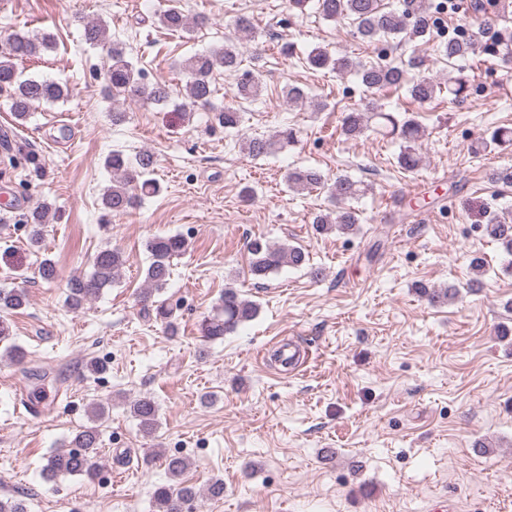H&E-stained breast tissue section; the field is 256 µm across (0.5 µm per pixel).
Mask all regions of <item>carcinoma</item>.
I'll use <instances>...</instances> for the list:
<instances>
[{
    "instance_id": "1",
    "label": "carcinoma",
    "mask_w": 512,
    "mask_h": 512,
    "mask_svg": "<svg viewBox=\"0 0 512 512\" xmlns=\"http://www.w3.org/2000/svg\"><path fill=\"white\" fill-rule=\"evenodd\" d=\"M404 9H385L380 0H316V11L327 20L345 17L357 24L362 38L374 42L377 39L399 37L409 33L410 37L422 35L425 27L424 0H403ZM417 17L413 27H408V20ZM159 23L171 32L189 34L194 28L203 27L208 19L199 16L188 19L176 6H171L158 15ZM85 41L91 45H100L106 51L105 93L112 99L136 97L149 103L161 104L169 98L166 81L157 79L146 82L144 72L138 68L130 57L126 44L118 40H108L106 28L97 21L88 23L84 31ZM54 36L50 33L29 35L15 33L11 35L6 48L0 51V90L7 89L11 96V112L20 120L26 119L30 112L41 104L55 103L67 99L70 89L57 81L24 78L17 62L37 57L50 48ZM475 49V44L466 37L450 38L440 44L437 53L448 60L463 58ZM305 63L316 69H330L338 74L354 71L362 85L369 91L387 87L400 86L405 83V70L400 65H375L356 62L347 55L333 56L320 47L312 49ZM240 52L237 44L226 42L221 47L208 51L196 52L185 57L181 70L187 74L185 97L192 106L211 107V76L218 66L236 76V95L244 101H251L261 95L262 86L258 77L250 70H240ZM469 79L464 75L448 77V93L463 100L468 96ZM441 86L422 77L412 81L408 88L410 96L425 102L432 99ZM215 124L226 130L236 129L241 122V115L235 109L225 108L213 114ZM367 131L381 135H400L404 146L397 156L401 168L415 170L421 161L417 141L421 137L420 124L413 119L398 122L390 112L369 101L365 108L349 112L342 122V133L356 137ZM296 141V131L286 127L277 132L272 139L255 137L246 141L248 153L254 157L268 154L273 147L291 145ZM156 160L153 154L143 151L131 161L119 151L111 152L105 159L106 168L113 173L112 185L102 195L103 205L115 214H124L135 207L138 196L130 191V186L139 184L143 195H155L159 192V183L151 178ZM288 190L302 194L316 188H326L330 197L342 208L335 213L320 214L313 221L317 232L325 234L334 229L342 232L354 230L360 223V216L345 203L355 200L366 191L364 182L349 176L330 179L314 168H295L288 172ZM29 243L38 249L43 241V229L47 223V209L35 210L29 217ZM486 232L499 241L504 252L512 256V224H506L490 217L486 221ZM187 242L177 235L156 236L148 241L146 250L149 264L145 269V282L142 301L147 303L151 297L167 284L170 275V260L184 254ZM129 258L114 249H103L93 259V270L88 274L73 277L68 284V302L79 308L86 301L99 297L102 290L122 277ZM307 262V255L297 246H271L255 241L250 246V272L256 278H266L283 266L300 268ZM28 304L27 293L18 288L0 289V311H14ZM258 314V305L241 297L236 288L227 286L224 295L215 306L214 313L201 325L202 336L217 340L234 332L240 325L249 322ZM132 416L138 421L141 431L150 436L155 433L159 423V408L156 402L143 396L130 405ZM98 427L89 426L76 431L71 437L70 450L53 451L45 457L43 470L55 477L60 475L93 476L97 471L96 454L98 446ZM166 471L171 483L159 485L153 492V502L157 512H183V505L197 498L195 487L187 485L179 478L189 467V460L183 456L167 455L164 457Z\"/></svg>"
}]
</instances>
